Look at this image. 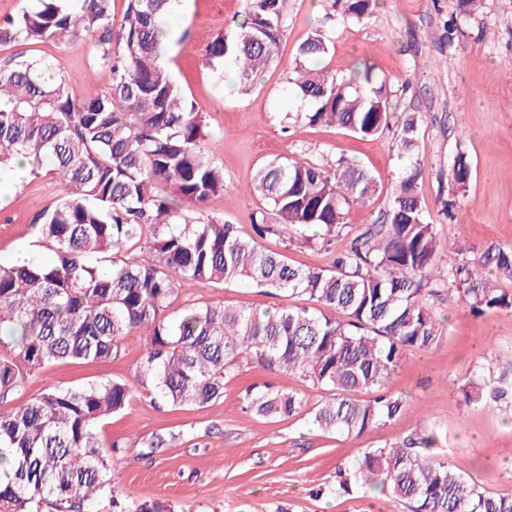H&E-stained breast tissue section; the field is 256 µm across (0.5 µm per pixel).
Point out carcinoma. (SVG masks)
<instances>
[{"label":"carcinoma","instance_id":"obj_1","mask_svg":"<svg viewBox=\"0 0 512 512\" xmlns=\"http://www.w3.org/2000/svg\"><path fill=\"white\" fill-rule=\"evenodd\" d=\"M0 21V46L19 47L0 65V164L28 159L31 174L51 175L64 197L37 213L40 249L21 265L0 264V403L22 392L46 365L107 361L143 331L133 383L91 382L45 389L0 413V512H86L112 494L123 445L99 426L130 406L135 391L173 406L202 407L224 395V380L255 368L298 374L325 395L312 407L297 392L265 384L246 394V409L263 417L309 415L332 434L360 435L405 415L410 403L387 390L391 375L415 350L442 338L433 272L442 262L436 227L418 193L421 164L399 177L387 210L354 228L349 211L378 192L363 168L339 161L272 160L256 173L270 210L255 213L253 233L205 214L226 189L223 170L204 153L208 126L196 103L159 61L163 19L180 0H125L120 28L112 0H39ZM344 18L360 22L379 0H336ZM288 28V0H245L232 37L218 36L204 63L214 73L231 61L242 92L278 59ZM85 34L95 60L109 69L108 89L78 99L71 77L27 49ZM331 38L316 29L298 48L293 95L308 109L290 124L335 125L371 137L391 127L390 91L362 62L343 74L314 69ZM395 145L412 156L420 123L397 124ZM471 165L457 151L442 201L445 219L462 209ZM286 245L334 247L328 268L294 265ZM147 243L153 258L137 253ZM448 264L480 314L512 309V247L489 244ZM246 283L282 298L274 310L222 301L171 310L185 287ZM369 394L360 400L358 394ZM465 400L512 413V356L495 358L463 385ZM441 432L427 425L401 440L364 449L357 465L338 472L336 490L385 489L410 512H512V496L464 481L437 453Z\"/></svg>","mask_w":512,"mask_h":512}]
</instances>
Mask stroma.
<instances>
[{
  "label": "stroma",
  "instance_id": "1",
  "mask_svg": "<svg viewBox=\"0 0 512 512\" xmlns=\"http://www.w3.org/2000/svg\"><path fill=\"white\" fill-rule=\"evenodd\" d=\"M455 0H380L371 17L345 22L334 0H291L279 62L266 69L252 91L241 92L233 64L223 75L206 68L207 45L228 36L243 20L244 0H183L167 22L169 49L164 62L181 91L204 110L211 135L206 151L224 171L223 197L209 202L207 214L250 233L263 202L254 189L258 168L276 156L304 155L336 165L355 162L377 180L379 192L367 207L352 208L348 221L359 225L385 209L407 158L394 136L353 137L334 126H286L284 115L299 103L287 78L299 46L314 29L324 30L334 47L323 64L333 73L368 61L392 90L393 112L418 115L422 167L419 192L436 226L441 250L455 256L460 246H512V0H484L478 15L459 20V38L442 39V23ZM73 76L72 90H104L108 70L94 62L88 36L48 42L34 49ZM464 150L472 174L463 191L460 221L444 219L448 171ZM66 187L49 177L24 175L17 188L0 192V256L31 247L36 213L53 206ZM224 301L265 310L279 297L257 288L197 284L181 293L178 305ZM443 338L437 346L407 355L392 374L390 392L407 396L410 411L391 424L359 437L327 434L307 421L270 420L246 411L244 397L266 382L294 391L315 404L321 390L293 374L261 368L227 379L223 397L202 407L154 403L135 393L122 415L106 420L105 440L126 446L112 474L123 507L159 503L172 512H410L408 504L379 491L330 493L338 469L352 466L363 449L382 446L419 425L439 426L441 448L454 471L483 489L512 495V420L479 404L465 402L461 387L473 370L497 353L512 351V313L474 315L461 290L443 293L436 303ZM139 336H130L118 359L55 363L28 378L24 398L44 389L90 382L131 380L140 358ZM165 445L152 450L151 441Z\"/></svg>",
  "mask_w": 512,
  "mask_h": 512
}]
</instances>
